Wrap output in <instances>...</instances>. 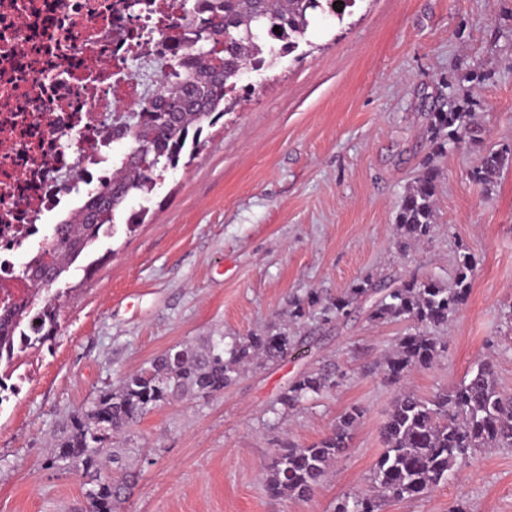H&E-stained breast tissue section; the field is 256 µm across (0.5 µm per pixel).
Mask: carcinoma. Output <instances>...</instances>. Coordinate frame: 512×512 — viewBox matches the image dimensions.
Returning a JSON list of instances; mask_svg holds the SVG:
<instances>
[{
  "label": "carcinoma",
  "mask_w": 512,
  "mask_h": 512,
  "mask_svg": "<svg viewBox=\"0 0 512 512\" xmlns=\"http://www.w3.org/2000/svg\"><path fill=\"white\" fill-rule=\"evenodd\" d=\"M356 2L197 0L195 14L172 46V82L160 80L135 109L112 114V142L125 143L116 157L119 173L94 187L88 205L53 226L50 249L16 271L18 278L32 283L34 291L22 302L0 303V363L9 368L19 353L55 337L59 322L55 297L50 295L54 281L87 256L117 218H123L130 231L144 222L147 210H126L128 198L135 193L150 194L183 157L194 156L204 125L216 124L250 95L251 87L242 84L243 76L268 69L276 59L297 51L313 13L341 21L352 14ZM337 5L342 11H336ZM476 107L451 93L446 102L427 113L430 153L401 197L395 216L404 244L423 243L435 232L440 178L435 158L450 148L485 143V130L474 119ZM509 165L512 147H491L470 171V180L489 191ZM474 270V256L465 252L456 258L450 284L436 274L413 275L388 286L366 278L330 303L310 292L289 301L291 323L301 326L314 318L330 324L350 316L353 306L362 303L371 322L409 323L411 331L398 338L384 359V377L396 385L411 371L429 368L444 356L446 343L441 333L466 304ZM35 318L40 321L38 333L25 335L24 328ZM306 344L307 337L282 328L228 342L217 336L200 345L173 346L157 356L150 368L101 392L90 406L73 415L50 449L49 465L88 477V512H115L131 475L124 473L115 479L107 466L120 460L112 448L114 435L187 394H221L245 367L283 360ZM336 386L334 371L308 372L288 387L279 403L293 409L327 395ZM362 417L363 409L353 406L324 438L306 446L277 449L264 470L267 493L297 499L308 496L346 453ZM381 438L384 448L373 467L369 489L345 495L334 512H382L385 500H416L446 482L476 451L511 449L512 393L499 389L495 365L486 359L449 390L429 397L399 390L381 427Z\"/></svg>",
  "instance_id": "carcinoma-1"
}]
</instances>
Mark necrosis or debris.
Instances as JSON below:
<instances>
[{
  "instance_id": "obj_1",
  "label": "necrosis or debris",
  "mask_w": 512,
  "mask_h": 512,
  "mask_svg": "<svg viewBox=\"0 0 512 512\" xmlns=\"http://www.w3.org/2000/svg\"><path fill=\"white\" fill-rule=\"evenodd\" d=\"M187 0H0V299L29 282L10 272L55 212L80 209L83 174L111 171L110 117L140 103L133 61L166 72Z\"/></svg>"
}]
</instances>
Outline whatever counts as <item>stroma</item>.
Here are the masks:
<instances>
[{"label": "stroma", "mask_w": 512, "mask_h": 512, "mask_svg": "<svg viewBox=\"0 0 512 512\" xmlns=\"http://www.w3.org/2000/svg\"><path fill=\"white\" fill-rule=\"evenodd\" d=\"M305 55L247 73L248 102L205 128L201 153L149 198L134 232L104 237L92 276L59 283V331L21 353L0 404V512H85V479L47 464L48 443L101 391L158 355L210 336L261 334L287 324L288 301H330L361 279L439 273L477 260L468 300L448 324V351L414 370L421 396L451 388L484 358L512 392V167L491 191L468 178L478 148L437 158L438 224L401 247L399 201L429 153L426 112L455 92L477 101L486 146L512 142V0H361L344 20L314 17ZM489 80L466 81L473 70ZM305 353L249 368L224 392L157 408L117 438L137 474L117 512H333L366 487L384 444L396 386L381 370L406 333L356 311L305 322ZM332 364L331 393L279 407L289 383ZM364 416L350 447L302 499L275 498L263 466L275 449L326 435L349 407ZM512 512V450L474 454L448 481L383 512Z\"/></svg>", "instance_id": "obj_1"}]
</instances>
